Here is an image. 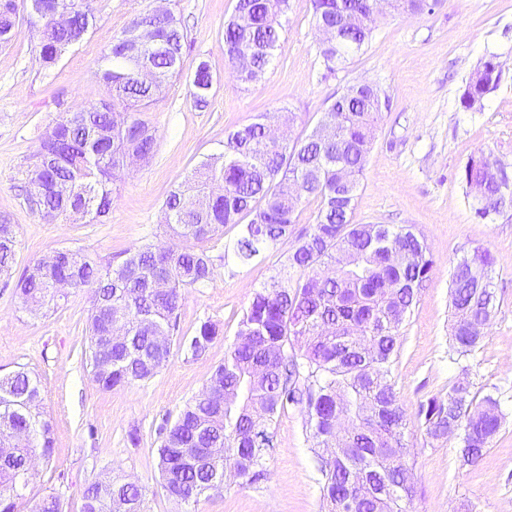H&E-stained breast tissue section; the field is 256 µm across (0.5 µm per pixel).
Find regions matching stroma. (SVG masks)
<instances>
[{
    "mask_svg": "<svg viewBox=\"0 0 512 512\" xmlns=\"http://www.w3.org/2000/svg\"><path fill=\"white\" fill-rule=\"evenodd\" d=\"M160 7L180 19L186 42L179 75L142 114L156 130L152 157L121 170L108 216L44 219L27 200L28 171L41 137L60 115L104 98L98 60L134 16ZM234 7L235 0H94V25L49 70L39 57L40 27L29 10L19 9L11 42L0 47V217L8 218L16 237L15 273L60 248L116 264L136 246L178 245L165 224V201L222 151L230 130L286 109L295 116L290 138L302 137L332 97L356 84L379 85L389 106L360 178L353 221L412 227L434 261L400 327L393 370L409 417L405 437L417 489L408 512H512V209L477 219V201L461 178L468 159L484 152L512 171V0H442L430 14L379 16L365 51L332 72L320 56L311 0H290L271 64L250 86L224 61V23ZM489 59L502 66L498 88L480 106L463 108L471 72ZM203 60L211 65L214 84L208 107L200 109L190 82ZM237 232L225 226L210 250V283L186 289L178 312L177 342L190 339L204 322L219 325L206 354L192 360L174 350L153 378L109 391L93 381L84 354L90 289L69 290L65 300L32 314L13 286L0 283V374L22 368L39 376L43 410L54 427V451L37 464L32 496L52 491L63 512H81L85 487L112 469L146 486V512H325L313 442L297 408L272 426L267 481L242 486L226 477L223 491L185 511L159 483V427L198 396L223 363L254 293L288 270V241L260 262L224 259V247ZM479 247L495 259L490 276L496 308L483 342L467 360L468 379L476 396L498 397L504 419L480 463L462 468L457 437L431 440L416 413L421 402L447 392L459 373L448 361L451 273ZM132 430L139 434L135 446L128 440Z\"/></svg>",
    "mask_w": 512,
    "mask_h": 512,
    "instance_id": "1",
    "label": "stroma"
}]
</instances>
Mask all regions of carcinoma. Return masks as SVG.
<instances>
[{
  "mask_svg": "<svg viewBox=\"0 0 512 512\" xmlns=\"http://www.w3.org/2000/svg\"><path fill=\"white\" fill-rule=\"evenodd\" d=\"M0 0V43L15 27L18 6ZM42 21L40 57L46 69L87 35L95 20L91 0H27ZM438 0H395L413 13L432 12ZM378 0H312L315 26L347 28L342 44L321 45L327 70L362 51L372 29L366 22ZM288 0H236L224 26V60L243 68L239 77L255 84L265 74L281 35L277 17ZM70 15L58 28L57 15ZM153 32L147 47L138 30ZM185 38L181 22L168 10L133 18L97 64L105 99L84 112L49 125L29 171L30 193L41 215L72 214L98 220L109 214L112 190L127 155L149 159L155 130L142 118L155 97L180 72ZM490 61L471 74L461 97L472 109L499 81L487 78ZM211 66L198 63L192 80L195 106L209 103ZM321 113L314 129L293 143L270 142L262 129L271 116L229 132L220 154L203 163L166 200L168 224L183 240L172 249L143 245L128 251L117 267H102L85 255L63 259L52 268L27 267L14 288L22 304L40 307L54 300L52 284L66 280L73 289L90 287L89 361L104 390L154 377L172 354L182 290L211 281L213 259L201 244L220 239L227 224L242 225L227 253L250 263L288 239L294 246L288 267L295 277L274 281L254 293L238 326L249 344L234 343L224 364L211 373L204 391L187 402L159 431L161 487L169 499L190 505L224 487L231 469L241 484L268 479L271 426L288 408L305 412L328 512H406L414 494L413 465L405 440L407 416L392 382L400 348L399 329L416 304L433 267L425 240L406 226L355 224L353 213L382 107L376 87ZM333 138L321 135L324 127ZM511 181L497 160L482 153L468 159L463 182L481 183L491 195ZM317 202L314 222L300 231V207ZM404 240L399 264L388 258V244ZM15 260L12 225L0 224V278L10 281ZM493 256L476 249L457 263L450 282L454 314L449 360L461 373L444 396L420 404L417 419L434 441L457 435L461 461L474 466L501 426L500 402L472 395L461 359L482 341L495 310L478 286L489 278ZM219 336L206 321L179 344L196 359ZM40 380L18 370L0 376V512H21L33 472L30 460L47 459L54 448L52 422L40 411ZM32 429L33 439L14 434ZM146 487L111 471L83 492V512H144ZM29 512H62L53 492L35 500Z\"/></svg>",
  "mask_w": 512,
  "mask_h": 512,
  "instance_id": "carcinoma-1",
  "label": "carcinoma"
}]
</instances>
